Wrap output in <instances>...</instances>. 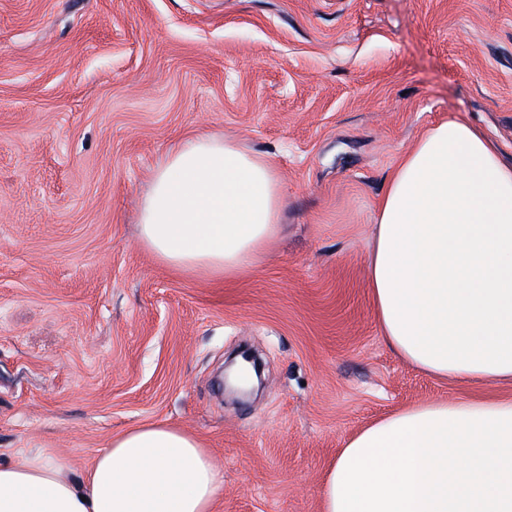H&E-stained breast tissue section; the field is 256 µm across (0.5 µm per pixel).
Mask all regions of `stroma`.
<instances>
[{
  "instance_id": "obj_1",
  "label": "stroma",
  "mask_w": 512,
  "mask_h": 512,
  "mask_svg": "<svg viewBox=\"0 0 512 512\" xmlns=\"http://www.w3.org/2000/svg\"><path fill=\"white\" fill-rule=\"evenodd\" d=\"M458 115L512 163V0H0V461L84 472L150 422L195 436L215 512H322L344 441L403 406L512 398L434 378L375 321L367 239L390 176ZM269 161L280 235L234 281L159 263L138 216L177 142ZM248 347L265 386L215 377Z\"/></svg>"
}]
</instances>
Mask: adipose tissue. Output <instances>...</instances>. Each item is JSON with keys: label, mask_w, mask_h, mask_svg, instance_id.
Instances as JSON below:
<instances>
[{"label": "adipose tissue", "mask_w": 512, "mask_h": 512, "mask_svg": "<svg viewBox=\"0 0 512 512\" xmlns=\"http://www.w3.org/2000/svg\"><path fill=\"white\" fill-rule=\"evenodd\" d=\"M274 167L217 136L174 145L143 199L140 240L190 277L238 278L277 238ZM375 320L419 369L512 382V164L464 118L432 127L395 167L367 253ZM222 475L166 423L112 437L82 480L53 451L0 462V512H214ZM322 512H512V399L406 406L348 437Z\"/></svg>", "instance_id": "1"}]
</instances>
